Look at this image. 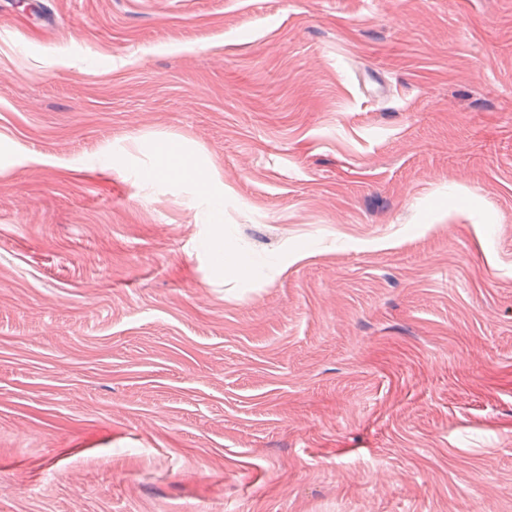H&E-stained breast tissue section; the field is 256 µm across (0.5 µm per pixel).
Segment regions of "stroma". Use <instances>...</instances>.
Segmentation results:
<instances>
[{"label":"stroma","instance_id":"obj_1","mask_svg":"<svg viewBox=\"0 0 512 512\" xmlns=\"http://www.w3.org/2000/svg\"><path fill=\"white\" fill-rule=\"evenodd\" d=\"M228 503L512 512V0H0V512ZM204 247L212 255L214 268L218 273H224V265L228 269L237 265L236 258H233L227 251L224 254V238L220 231L216 233L215 237L207 239Z\"/></svg>","mask_w":512,"mask_h":512}]
</instances>
